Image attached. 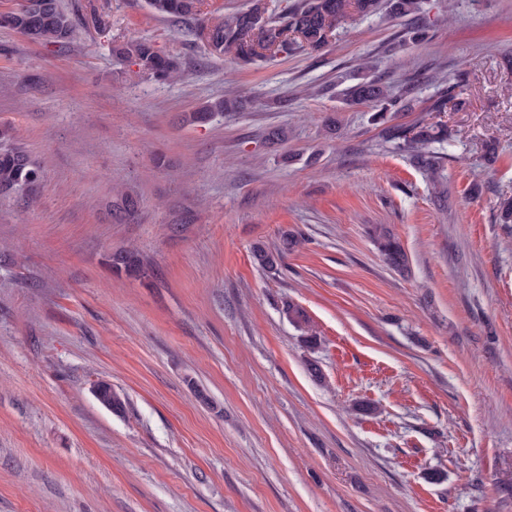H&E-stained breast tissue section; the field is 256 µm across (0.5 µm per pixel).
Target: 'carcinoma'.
<instances>
[{
    "label": "carcinoma",
    "instance_id": "cac0c4a2",
    "mask_svg": "<svg viewBox=\"0 0 512 512\" xmlns=\"http://www.w3.org/2000/svg\"><path fill=\"white\" fill-rule=\"evenodd\" d=\"M424 0H389L390 13L395 17L421 14ZM203 0H146L151 16L171 21L197 22L196 35L205 43L216 45L215 55L228 54L244 64L263 61L277 55L303 53L316 56L322 53L341 24L355 13L366 16L376 12L380 0H294L278 14L269 11L267 0H250L249 5L222 17L210 19L203 16ZM6 28L25 35L29 40L56 46L69 47L75 38L76 27L62 0H20ZM117 54L137 66L138 71L158 83L177 80L182 74V63L162 52L155 43L145 38H130L115 48ZM372 66L364 64L359 81L346 89L345 101L349 105H369L372 120L384 121L387 115L411 112L415 107V84L409 83L395 90L371 74ZM240 108L237 97H226L189 112L184 120L190 124H205L216 112H236ZM384 138L407 152L416 166L434 172L446 157L432 149L435 143L451 141L448 126L418 121L412 125L392 124L382 129ZM42 178L39 162L18 139L14 127L0 123V199L21 194L33 201L37 198ZM113 209L119 218L135 213L136 201L132 196L117 192ZM368 234L394 269L404 270L408 256L399 239L385 224H372ZM296 244L287 234L281 247L271 249L262 243L253 247L252 255L257 264L274 269L282 252ZM112 270L133 277H146L149 268L140 254L124 250L112 254ZM98 402L117 411L122 408L121 398L107 383L98 385Z\"/></svg>",
    "mask_w": 512,
    "mask_h": 512
}]
</instances>
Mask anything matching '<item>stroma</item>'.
Instances as JSON below:
<instances>
[{"instance_id":"1","label":"stroma","mask_w":512,"mask_h":512,"mask_svg":"<svg viewBox=\"0 0 512 512\" xmlns=\"http://www.w3.org/2000/svg\"><path fill=\"white\" fill-rule=\"evenodd\" d=\"M63 4L67 51L0 28V121L42 165L35 203L0 200V512H512V0H426V41L354 15L321 55L247 66L144 0ZM130 37L182 78L118 58ZM366 61L416 80L397 123L447 124L442 187L345 103ZM460 73L462 108L431 111ZM231 87L242 110L183 123ZM118 183L134 219L112 216ZM286 232L299 246L258 267ZM128 248L149 277L113 273ZM117 54L137 66L138 71L158 83L177 80L182 74V63L162 52L155 43L145 38H130L115 48ZM368 234L389 266L397 270L407 268V253L390 227L385 224H372L368 227ZM296 243L293 236L287 234L282 239L280 248L271 249L262 243H258L253 247L252 255L259 266L272 270L278 266L282 258V252L286 249H290Z\"/></svg>"}]
</instances>
